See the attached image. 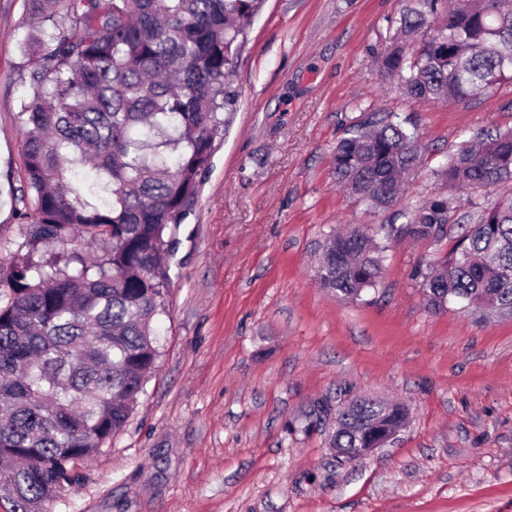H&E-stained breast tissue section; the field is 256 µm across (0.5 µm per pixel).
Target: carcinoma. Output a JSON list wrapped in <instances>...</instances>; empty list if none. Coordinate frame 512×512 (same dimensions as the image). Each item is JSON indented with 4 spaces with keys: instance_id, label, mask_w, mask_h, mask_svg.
Returning a JSON list of instances; mask_svg holds the SVG:
<instances>
[{
    "instance_id": "1",
    "label": "carcinoma",
    "mask_w": 512,
    "mask_h": 512,
    "mask_svg": "<svg viewBox=\"0 0 512 512\" xmlns=\"http://www.w3.org/2000/svg\"><path fill=\"white\" fill-rule=\"evenodd\" d=\"M37 33L21 46L35 88L23 132L24 240L0 260V494L11 512L48 508L72 468L125 427L160 356L154 323L171 286L166 256L233 111L230 83L262 0H25ZM412 99L465 102L512 84V0H408L379 55ZM420 164L415 130L394 113L352 125L336 182L374 209L401 200ZM448 193L407 223L325 238L318 279L354 300L382 278L376 236L455 249L418 271L429 308L512 313V129L462 141L437 171ZM485 196L470 222L456 189ZM81 242L69 252L57 247ZM406 420L399 404L355 398L336 413V448Z\"/></svg>"
}]
</instances>
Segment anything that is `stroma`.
Listing matches in <instances>:
<instances>
[{
	"mask_svg": "<svg viewBox=\"0 0 512 512\" xmlns=\"http://www.w3.org/2000/svg\"><path fill=\"white\" fill-rule=\"evenodd\" d=\"M406 0H265L238 57V98L169 257L160 357L124 429L51 512H512V316L428 308L417 270L456 238H380V286L353 301L315 279L331 230L385 224L336 186L337 141L361 118L416 126L423 163L398 204L473 133L512 128V94L416 101L374 57ZM24 0H0V258L29 224L16 114ZM409 424L371 455L330 445L356 397Z\"/></svg>",
	"mask_w": 512,
	"mask_h": 512,
	"instance_id": "35a3bbf8",
	"label": "stroma"
}]
</instances>
